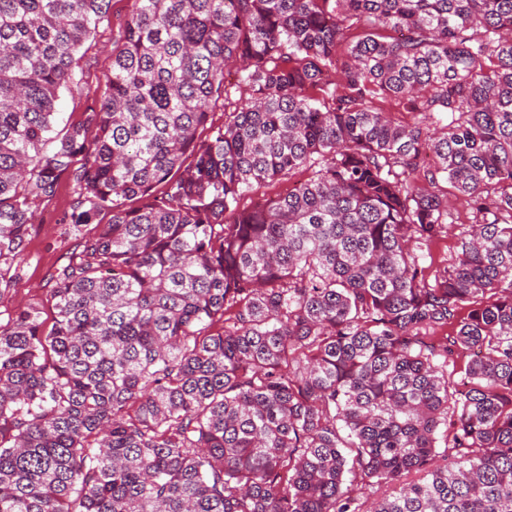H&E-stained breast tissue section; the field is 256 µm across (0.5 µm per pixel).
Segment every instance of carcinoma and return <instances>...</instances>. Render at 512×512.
Segmentation results:
<instances>
[{"mask_svg": "<svg viewBox=\"0 0 512 512\" xmlns=\"http://www.w3.org/2000/svg\"><path fill=\"white\" fill-rule=\"evenodd\" d=\"M109 2L0 0V302L79 185L52 326L0 324V512H512V0H135L58 131ZM134 0H112L108 20L85 42L77 54L75 79L78 88L62 91L57 102V130L81 122L84 112L99 105L106 93V75L112 64V48L121 42ZM311 170L305 167L294 170L288 176L266 185L254 193H250L246 195L241 200V207L250 206L251 202L257 200V198L261 197L265 194V197H278L283 196L288 193L298 182L303 181L310 177ZM440 189L448 197V210L453 214L454 223L451 224L450 231L444 233L430 245V257L427 258L426 265L429 266L428 273L432 281L435 276L443 271L444 266L448 263V259L457 250L459 233L461 231L458 225L472 223L471 209L467 203L459 199V197L448 193L447 183L440 182Z\"/></svg>", "mask_w": 512, "mask_h": 512, "instance_id": "obj_1", "label": "carcinoma"}]
</instances>
